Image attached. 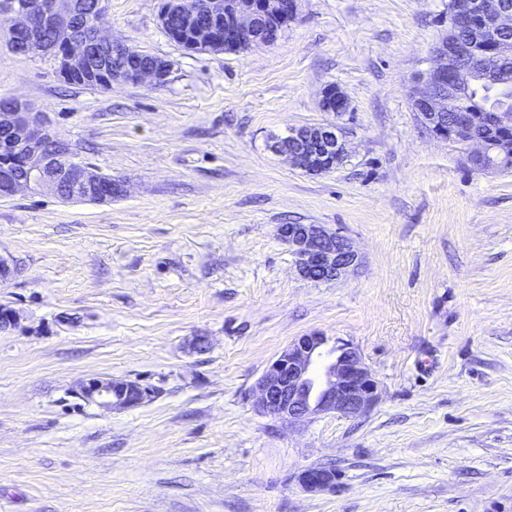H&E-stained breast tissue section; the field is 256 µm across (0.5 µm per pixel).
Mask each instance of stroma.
I'll return each mask as SVG.
<instances>
[{
    "label": "stroma",
    "instance_id": "35a3bbf8",
    "mask_svg": "<svg viewBox=\"0 0 512 512\" xmlns=\"http://www.w3.org/2000/svg\"><path fill=\"white\" fill-rule=\"evenodd\" d=\"M160 3L105 0L104 30L169 60L161 87L66 83L0 23V99L126 186L0 200L17 268L0 305L18 314L0 333V512H512V173L467 168L409 99L448 0H298L277 41L240 52L185 50ZM332 122L348 155L330 172L270 148ZM282 224L342 228L361 267L300 278ZM312 332L360 350L369 414L294 429L256 410L268 363ZM89 377L156 396L103 409L74 393ZM317 463L334 489L297 483ZM321 106L323 111L335 112L336 117H339L348 111L349 102L338 87H329L323 92Z\"/></svg>",
    "mask_w": 512,
    "mask_h": 512
}]
</instances>
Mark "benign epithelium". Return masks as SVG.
<instances>
[{
	"label": "benign epithelium",
	"instance_id": "7a95c632",
	"mask_svg": "<svg viewBox=\"0 0 512 512\" xmlns=\"http://www.w3.org/2000/svg\"><path fill=\"white\" fill-rule=\"evenodd\" d=\"M201 11L186 0H164L159 19L172 40L189 51L216 44L224 30V47L255 39L259 27L275 40L297 16V0H204ZM85 0H53L47 7L34 0H10V43L23 45L31 57L54 60L59 75L71 82H100L154 86L167 83L170 64L112 41L99 28L84 23ZM47 28L58 42L43 38ZM512 0H448V33L433 48L431 66L411 80L413 111L429 133L461 148L465 162L481 174H497L512 166V109L475 114L443 115L448 104L463 97L474 84H504L512 61ZM322 110L341 116L349 102L337 87L323 92ZM0 157L18 154L24 161L19 175L0 165V198L20 191L48 190L63 201L112 202V176L78 160L73 145L52 128L45 112L13 98L0 104ZM293 145L283 152L298 168L311 174L328 172L346 158L345 135L333 123L303 126L291 132ZM280 237L288 243L298 274L312 282H331L355 271L359 254L352 240L323 224H281ZM327 338L309 333L290 343L264 369L255 384L259 411L289 427H300L312 416L336 413L358 417L378 402V382L360 351L338 341L339 351L323 376L313 375ZM82 400L112 410L141 406L155 397L152 387L138 381L89 378L74 389ZM339 474L330 466L312 464L297 476L302 488L324 492L334 488Z\"/></svg>",
	"mask_w": 512,
	"mask_h": 512
}]
</instances>
